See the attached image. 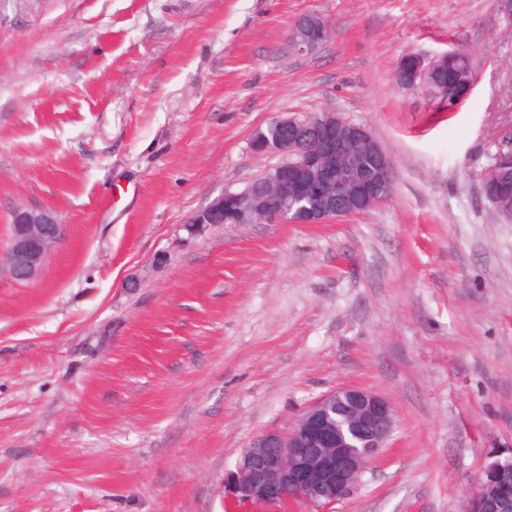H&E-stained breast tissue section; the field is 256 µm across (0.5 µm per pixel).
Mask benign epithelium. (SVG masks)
<instances>
[{"mask_svg": "<svg viewBox=\"0 0 512 512\" xmlns=\"http://www.w3.org/2000/svg\"><path fill=\"white\" fill-rule=\"evenodd\" d=\"M333 38L320 17L300 18L289 35L291 48L311 53ZM427 59L409 51L412 89L448 91L461 103L475 82L432 76L448 55ZM249 148L260 157L278 156L240 191H224L186 221L195 235L213 224H328L386 202L395 180L390 156L365 127L334 112L277 116L268 130L253 134ZM3 261L17 281L34 279L62 234L51 209L19 208L11 215ZM395 414L379 393L356 386L340 388L312 403L286 433L266 432L244 450L224 475L225 499L239 504L303 503L333 512L356 489L393 432ZM512 457L484 469L468 512H512Z\"/></svg>", "mask_w": 512, "mask_h": 512, "instance_id": "benign-epithelium-1", "label": "benign epithelium"}]
</instances>
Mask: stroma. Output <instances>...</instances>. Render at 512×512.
<instances>
[{
    "label": "stroma",
    "instance_id": "obj_1",
    "mask_svg": "<svg viewBox=\"0 0 512 512\" xmlns=\"http://www.w3.org/2000/svg\"><path fill=\"white\" fill-rule=\"evenodd\" d=\"M309 14L335 36L298 54ZM463 46L456 111L396 85ZM323 111L386 150L387 202L188 233L270 165L255 128ZM507 127L495 0H0V251L16 208L63 226L35 279L0 263V512H313L224 474L346 386L395 426L336 512H466L512 456V222L475 177Z\"/></svg>",
    "mask_w": 512,
    "mask_h": 512
}]
</instances>
